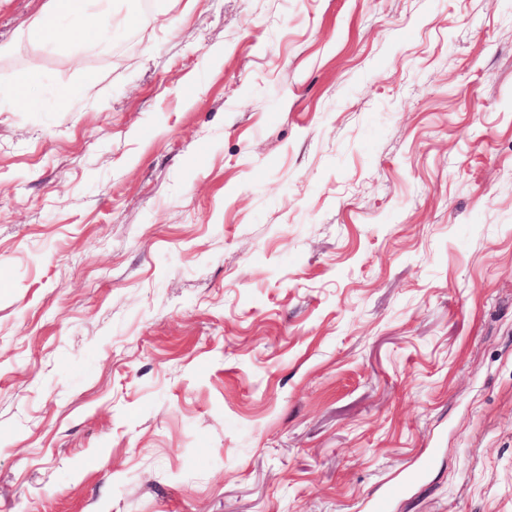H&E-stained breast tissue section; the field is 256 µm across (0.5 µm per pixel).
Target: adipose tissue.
Listing matches in <instances>:
<instances>
[{
	"label": "adipose tissue",
	"mask_w": 512,
	"mask_h": 512,
	"mask_svg": "<svg viewBox=\"0 0 512 512\" xmlns=\"http://www.w3.org/2000/svg\"><path fill=\"white\" fill-rule=\"evenodd\" d=\"M76 12L81 13L84 28L98 38L110 36L115 29L135 22L129 15L117 17L112 0H49L46 9L29 21L21 35L33 42L55 44L63 34V19Z\"/></svg>",
	"instance_id": "1"
}]
</instances>
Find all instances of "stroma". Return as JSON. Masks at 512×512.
<instances>
[{
    "label": "stroma",
    "instance_id": "stroma-1",
    "mask_svg": "<svg viewBox=\"0 0 512 512\" xmlns=\"http://www.w3.org/2000/svg\"><path fill=\"white\" fill-rule=\"evenodd\" d=\"M0 0V512H512V0ZM33 72L29 102L15 84ZM76 10L82 14L83 27L97 38L110 36L115 29L137 22L129 15L118 18L112 11V0H49L46 9L29 21L20 36L45 45L55 44L63 34L62 20ZM435 456H429L427 459L420 463L418 470L409 476L406 480L394 484L386 493L375 497L369 504L370 512H389L391 500L395 497L403 495L411 480L417 478L425 470H427L433 463Z\"/></svg>",
    "mask_w": 512,
    "mask_h": 512
}]
</instances>
